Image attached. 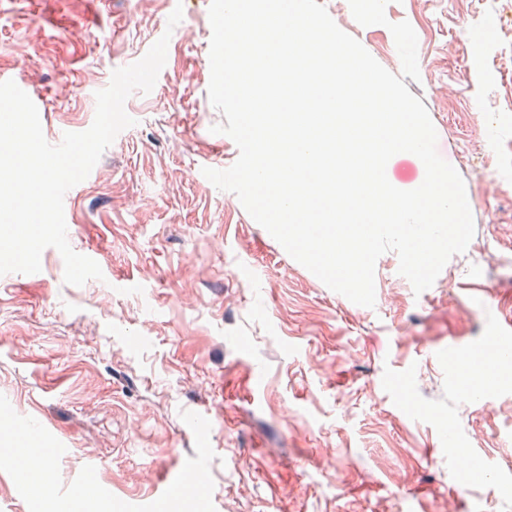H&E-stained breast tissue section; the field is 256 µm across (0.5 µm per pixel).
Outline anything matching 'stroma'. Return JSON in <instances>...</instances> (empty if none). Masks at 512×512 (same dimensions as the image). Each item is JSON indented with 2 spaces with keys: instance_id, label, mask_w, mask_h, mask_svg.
Returning <instances> with one entry per match:
<instances>
[{
  "instance_id": "35a3bbf8",
  "label": "stroma",
  "mask_w": 512,
  "mask_h": 512,
  "mask_svg": "<svg viewBox=\"0 0 512 512\" xmlns=\"http://www.w3.org/2000/svg\"><path fill=\"white\" fill-rule=\"evenodd\" d=\"M503 0H391L418 37L408 82L464 180L475 235L414 294L389 251L368 308L296 262L203 168L239 150L211 133L210 0H0V74L48 142L94 120L95 93L167 31L165 68L125 103L135 121L77 186L72 248L103 280L65 284L47 248L0 276V394L146 504L195 457L187 410L211 423L216 512H512V13ZM334 22L400 73L386 26ZM496 360L475 393L468 370Z\"/></svg>"
}]
</instances>
